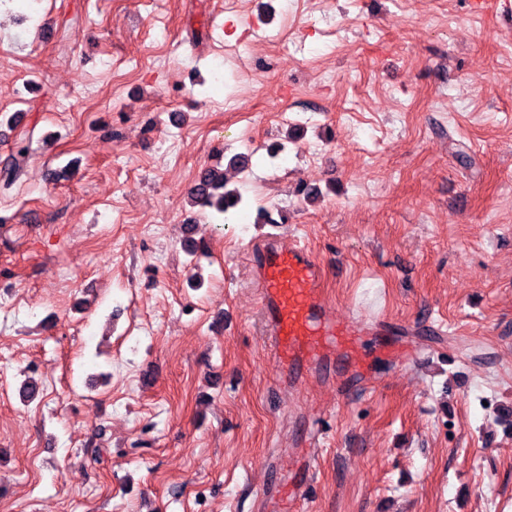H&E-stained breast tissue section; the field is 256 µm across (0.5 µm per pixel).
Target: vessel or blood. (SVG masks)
Segmentation results:
<instances>
[{"label": "vessel or blood", "mask_w": 512, "mask_h": 512, "mask_svg": "<svg viewBox=\"0 0 512 512\" xmlns=\"http://www.w3.org/2000/svg\"><path fill=\"white\" fill-rule=\"evenodd\" d=\"M469 10L480 17H503L512 14V0H469ZM247 261L253 271L265 344L278 365L281 383L324 379L344 398L364 388L372 379L366 338L374 331H389L390 322L336 316L324 296V266L298 242L286 243L281 235H269L250 247ZM316 434L314 426H306L293 451L295 468L276 471L265 502H274L283 489L292 504L306 500Z\"/></svg>", "instance_id": "obj_1"}]
</instances>
